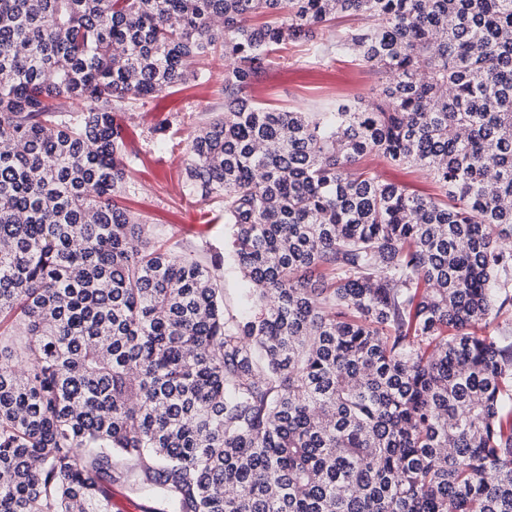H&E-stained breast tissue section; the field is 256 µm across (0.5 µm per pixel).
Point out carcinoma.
Segmentation results:
<instances>
[{
  "label": "carcinoma",
  "instance_id": "1",
  "mask_svg": "<svg viewBox=\"0 0 512 512\" xmlns=\"http://www.w3.org/2000/svg\"><path fill=\"white\" fill-rule=\"evenodd\" d=\"M378 75L249 88L289 44ZM224 61L188 144L252 288L149 246L123 116ZM169 119L153 127L172 148ZM383 157L439 197L379 179ZM512 0H0V512H512ZM310 42H300L282 53L256 82L252 97L266 105L301 112H317L334 105L336 97L356 96L368 101L376 78L347 56H316ZM348 92L349 94H346ZM220 279L218 280L219 288L223 289L224 294V308L225 310L235 311L238 309V300L240 295L249 284L237 273H225L224 267L219 272Z\"/></svg>",
  "mask_w": 512,
  "mask_h": 512
}]
</instances>
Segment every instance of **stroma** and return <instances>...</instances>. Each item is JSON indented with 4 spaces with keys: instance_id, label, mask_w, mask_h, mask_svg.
<instances>
[{
    "instance_id": "stroma-1",
    "label": "stroma",
    "mask_w": 512,
    "mask_h": 512,
    "mask_svg": "<svg viewBox=\"0 0 512 512\" xmlns=\"http://www.w3.org/2000/svg\"><path fill=\"white\" fill-rule=\"evenodd\" d=\"M224 73L222 63H213L205 77L173 90L162 103L145 101L133 112L138 156L129 162L132 184L124 198L125 205L148 225L153 242L207 265L224 252V223L203 226L201 214L208 205L186 198L181 170L188 141L211 113L224 109ZM375 83V76L349 57L319 56L312 43L300 42L253 85L251 95L272 107L317 112L333 106L343 94L370 99ZM163 117L171 122L175 146L159 154L153 150L152 128ZM373 168L382 180L409 192L426 196L439 192L425 171L399 167L383 158L376 159Z\"/></svg>"
}]
</instances>
